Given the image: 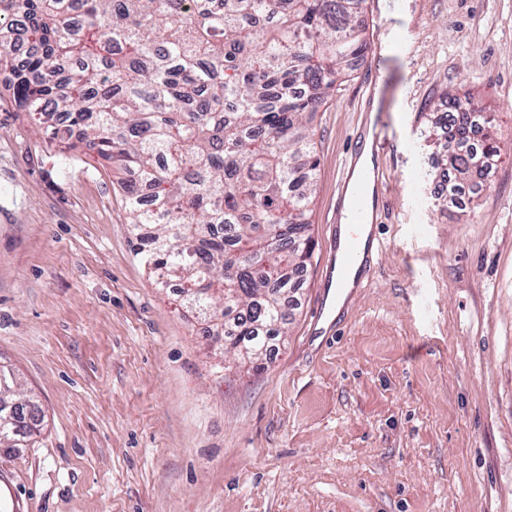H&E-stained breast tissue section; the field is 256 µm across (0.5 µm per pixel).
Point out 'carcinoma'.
I'll return each instance as SVG.
<instances>
[{"mask_svg": "<svg viewBox=\"0 0 512 512\" xmlns=\"http://www.w3.org/2000/svg\"><path fill=\"white\" fill-rule=\"evenodd\" d=\"M362 2L0 0V71L15 107L53 138L77 130L88 154L135 175L122 188L136 255L244 361L284 333L312 265L309 123L369 50L354 24ZM424 118L452 191L485 184L501 147L481 101L451 98ZM478 124L480 146L462 149ZM40 420L38 406L0 401V446Z\"/></svg>", "mask_w": 512, "mask_h": 512, "instance_id": "obj_1", "label": "carcinoma"}]
</instances>
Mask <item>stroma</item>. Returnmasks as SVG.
I'll list each match as a JSON object with an SVG mask.
<instances>
[{
    "label": "stroma",
    "instance_id": "1",
    "mask_svg": "<svg viewBox=\"0 0 512 512\" xmlns=\"http://www.w3.org/2000/svg\"><path fill=\"white\" fill-rule=\"evenodd\" d=\"M357 22L380 60L311 123L314 258L257 369L149 278L120 174L50 141L0 74V365L42 414L0 447L9 512H512V0H364ZM468 93L502 150L447 210L418 135ZM369 123L382 249L325 345L337 187Z\"/></svg>",
    "mask_w": 512,
    "mask_h": 512
}]
</instances>
